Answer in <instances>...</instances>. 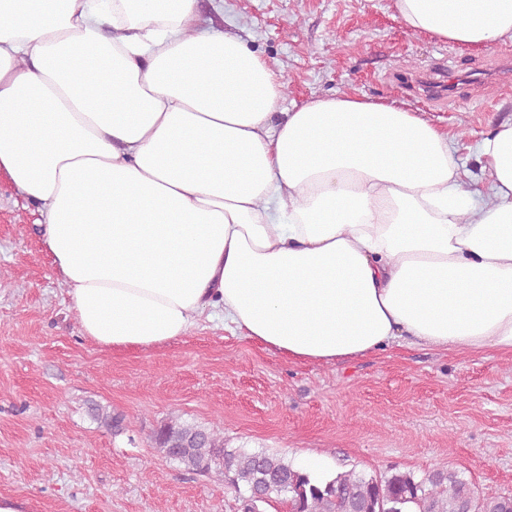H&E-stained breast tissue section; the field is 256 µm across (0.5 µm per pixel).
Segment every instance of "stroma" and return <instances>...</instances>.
<instances>
[{
	"instance_id": "stroma-1",
	"label": "stroma",
	"mask_w": 512,
	"mask_h": 512,
	"mask_svg": "<svg viewBox=\"0 0 512 512\" xmlns=\"http://www.w3.org/2000/svg\"><path fill=\"white\" fill-rule=\"evenodd\" d=\"M202 30L241 37L287 74L290 110L348 93L405 102L447 131L465 169L512 118V88L463 85L426 100L418 73L493 69V52L407 33L392 0H197ZM0 176V495L24 512H238L219 477L192 474L150 442L166 419L218 428L226 446L266 450L323 473L462 472L479 495H512V358L429 347L301 365L202 322L163 346L110 349L82 336L35 227ZM123 414L115 435L89 402Z\"/></svg>"
}]
</instances>
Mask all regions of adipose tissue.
Listing matches in <instances>:
<instances>
[{"instance_id": "ef3b65f1", "label": "adipose tissue", "mask_w": 512, "mask_h": 512, "mask_svg": "<svg viewBox=\"0 0 512 512\" xmlns=\"http://www.w3.org/2000/svg\"><path fill=\"white\" fill-rule=\"evenodd\" d=\"M197 0H0V174L38 203L80 330L161 346L201 320L300 364L424 345L512 355V120L477 146L405 104L288 112ZM406 30L512 42V0H392Z\"/></svg>"}]
</instances>
